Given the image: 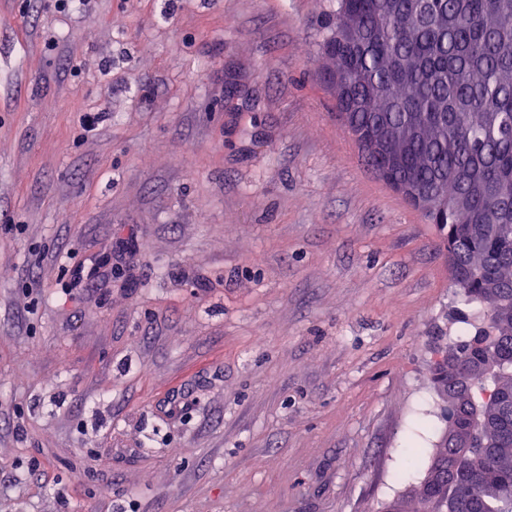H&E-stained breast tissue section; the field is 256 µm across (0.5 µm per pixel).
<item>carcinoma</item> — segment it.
<instances>
[{
    "mask_svg": "<svg viewBox=\"0 0 512 512\" xmlns=\"http://www.w3.org/2000/svg\"><path fill=\"white\" fill-rule=\"evenodd\" d=\"M360 33L334 42L341 15ZM332 63L350 75L340 102L348 127L383 124L400 136L417 122L427 132L403 142L397 177L437 201L426 217L446 250L451 283L478 310L462 314L469 335L436 350L431 383L448 427L468 441L470 465L456 499L512 512V197L489 205L512 184V0H337L326 21ZM455 449L443 434L409 499L384 512H440L448 490L433 471L452 470Z\"/></svg>",
    "mask_w": 512,
    "mask_h": 512,
    "instance_id": "cac0c4a2",
    "label": "carcinoma"
}]
</instances>
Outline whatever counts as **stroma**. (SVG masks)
Instances as JSON below:
<instances>
[{"instance_id":"obj_1","label":"stroma","mask_w":512,"mask_h":512,"mask_svg":"<svg viewBox=\"0 0 512 512\" xmlns=\"http://www.w3.org/2000/svg\"><path fill=\"white\" fill-rule=\"evenodd\" d=\"M335 8L0 0V512H381L421 480L448 258L337 115Z\"/></svg>"}]
</instances>
